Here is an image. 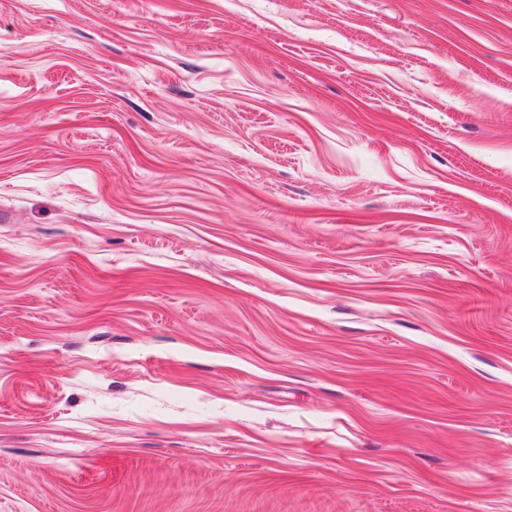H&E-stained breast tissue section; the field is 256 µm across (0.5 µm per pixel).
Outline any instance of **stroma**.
Masks as SVG:
<instances>
[{"instance_id":"35a3bbf8","label":"stroma","mask_w":512,"mask_h":512,"mask_svg":"<svg viewBox=\"0 0 512 512\" xmlns=\"http://www.w3.org/2000/svg\"><path fill=\"white\" fill-rule=\"evenodd\" d=\"M0 512H512V0H0Z\"/></svg>"}]
</instances>
